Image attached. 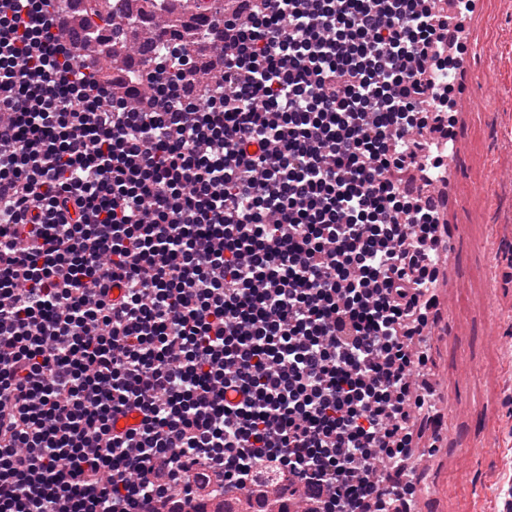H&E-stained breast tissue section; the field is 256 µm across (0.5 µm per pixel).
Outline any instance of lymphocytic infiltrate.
I'll return each instance as SVG.
<instances>
[{"label": "lymphocytic infiltrate", "instance_id": "lymphocytic-infiltrate-1", "mask_svg": "<svg viewBox=\"0 0 512 512\" xmlns=\"http://www.w3.org/2000/svg\"><path fill=\"white\" fill-rule=\"evenodd\" d=\"M237 2L222 81L173 43L130 102L57 0H0V512H162L281 470L308 512H411L448 15Z\"/></svg>", "mask_w": 512, "mask_h": 512}]
</instances>
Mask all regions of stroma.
Listing matches in <instances>:
<instances>
[{"mask_svg": "<svg viewBox=\"0 0 512 512\" xmlns=\"http://www.w3.org/2000/svg\"><path fill=\"white\" fill-rule=\"evenodd\" d=\"M455 114L451 289L427 344L436 446L410 471L415 512H503L512 500V0H484Z\"/></svg>", "mask_w": 512, "mask_h": 512, "instance_id": "obj_1", "label": "stroma"}]
</instances>
